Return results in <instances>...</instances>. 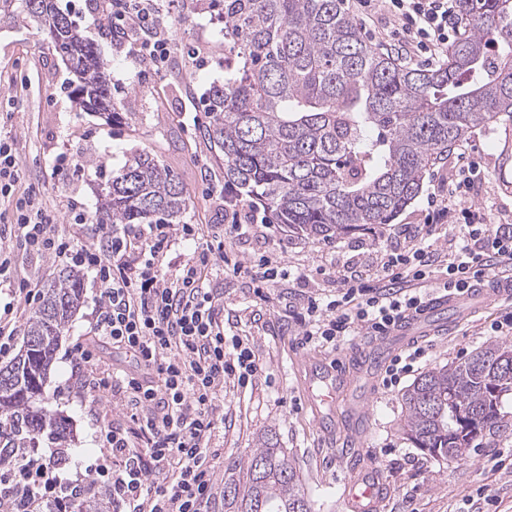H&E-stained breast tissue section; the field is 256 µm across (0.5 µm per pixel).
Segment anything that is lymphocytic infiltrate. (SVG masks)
Returning <instances> with one entry per match:
<instances>
[{
    "label": "lymphocytic infiltrate",
    "mask_w": 512,
    "mask_h": 512,
    "mask_svg": "<svg viewBox=\"0 0 512 512\" xmlns=\"http://www.w3.org/2000/svg\"><path fill=\"white\" fill-rule=\"evenodd\" d=\"M354 14L373 16L385 4L398 21L396 46L405 57L438 59L448 47L455 15L448 0H348ZM158 0H112L113 27L137 30L135 49L155 66L168 58V42L155 26ZM480 176L477 162L459 164L452 186L428 200L433 224H461L468 232L443 259L444 294L469 288L486 277H512V224H489L482 208L462 201ZM73 223L91 227V243L81 244L57 229L55 214L36 194L16 201L11 249L0 251V275L12 252L52 257L94 272L99 296L89 334L133 356L138 373L115 374L125 387L134 427L115 424L101 430L99 442L111 465L93 473L107 483L128 512H209L216 461L210 441L220 390L233 380L245 385L261 366L243 343L226 349L219 298L204 286L207 269L223 270L224 249L206 241L176 278L162 269L164 255L177 240L195 241L199 231L183 225L94 224L79 212ZM419 244L404 254H390L383 273L366 280L341 275L335 293L308 297L303 305L299 346L315 342L340 346L349 337L387 335L402 319L428 301L425 283L436 251L417 229ZM36 295L32 281L20 280L12 301L0 308V353H8L17 333V315ZM61 461L34 448L15 449L0 467V512H29L34 500H51L60 485Z\"/></svg>",
    "instance_id": "f902f5d3"
}]
</instances>
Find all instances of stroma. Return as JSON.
<instances>
[{
  "label": "stroma",
  "mask_w": 512,
  "mask_h": 512,
  "mask_svg": "<svg viewBox=\"0 0 512 512\" xmlns=\"http://www.w3.org/2000/svg\"><path fill=\"white\" fill-rule=\"evenodd\" d=\"M78 24L92 40L110 79L116 120L81 109L67 89L72 75L35 23L12 5L0 14V129L10 132L23 178L18 193L36 188L43 204L67 225L68 206L84 203L95 213L106 179L128 160L149 153L184 185L188 206L181 221L198 225L202 234L220 227L225 215H249L250 206L224 190V160L202 131L209 118L203 100L211 87L224 81V21L211 0H178L163 7L159 26L169 37L163 68L129 55L126 48L102 36L94 20L97 0H79ZM462 150L485 173L469 195L494 224H512V121L499 120L475 129ZM67 169H53L56 158ZM458 167L449 153L426 175L416 199L393 221L368 232L333 241L288 235L284 226L252 227L224 241V252L246 263L271 261L287 270V279L257 288L250 275L232 269L211 272L206 285L224 302L227 340L248 343L262 365L252 385L226 388L222 413L212 444L221 448L216 463V496L211 512H224V475L229 461L243 459L265 431L294 457L305 479L314 512H344L343 482L355 471L378 468L389 493L378 512H487L495 499L497 512H512V465L497 466L512 455V403L504 407L499 429L484 432L475 449L462 459L441 462L413 448L403 429L402 388H387L381 378L369 385L370 414L359 443H351L347 407L355 391L340 398L331 420L334 435L316 424L313 407L302 402L306 358L346 359L361 370L360 354L373 339L360 335L337 347L319 343L300 347L295 332L308 296L333 293L344 269L364 276L380 275L388 254L410 247L407 229L424 223L429 195L452 185ZM51 259L15 257L10 280L0 281V306L9 302L16 280L30 277L44 283L61 269ZM99 291L92 273L84 275L79 310L71 319L55 353L43 406L64 415L71 435L66 442L64 484L86 486L89 469L102 461L98 436L104 425L128 422L125 393L109 389L112 369L131 367L121 350L95 342L96 376L105 382L100 393L87 390L72 373L70 353L88 330ZM512 313V303L498 304L458 322L440 336L420 340L426 348L423 369L458 361L486 343L491 323Z\"/></svg>",
  "instance_id": "stroma-1"
}]
</instances>
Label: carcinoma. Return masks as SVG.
<instances>
[{
	"label": "carcinoma",
	"instance_id": "obj_1",
	"mask_svg": "<svg viewBox=\"0 0 512 512\" xmlns=\"http://www.w3.org/2000/svg\"><path fill=\"white\" fill-rule=\"evenodd\" d=\"M77 78L94 112H113L95 44L55 0H21ZM224 84L206 99L204 136L224 155V184L261 203L288 232L333 240L389 224L426 173L478 127L512 119V0H456L460 36L435 67L409 68L371 44L342 0H220ZM182 183L144 153L107 181L101 224H173ZM83 274L45 283L18 354L0 366V423L14 436L67 438L64 418L35 405L60 338L81 304ZM512 399V343L421 373L402 395L403 429L434 459L464 455L499 427ZM224 480V512H312L300 468L266 433ZM71 512H104L98 491Z\"/></svg>",
	"mask_w": 512,
	"mask_h": 512
}]
</instances>
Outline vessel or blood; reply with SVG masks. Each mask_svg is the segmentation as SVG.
<instances>
[{
  "label": "vessel or blood",
  "instance_id": "b4317fda",
  "mask_svg": "<svg viewBox=\"0 0 512 512\" xmlns=\"http://www.w3.org/2000/svg\"><path fill=\"white\" fill-rule=\"evenodd\" d=\"M512 301V283L487 284L460 294L436 296L423 308L401 322L387 336L378 337L365 353L364 359L372 367H379L386 353L401 342L435 334L441 313L452 310L458 316L501 302ZM309 381L316 386L322 404L332 406L338 393L347 386L358 384L359 379L343 370L338 363L327 366H309ZM388 494V488L375 470H364L347 480L342 499L348 512H377Z\"/></svg>",
  "mask_w": 512,
  "mask_h": 512
}]
</instances>
